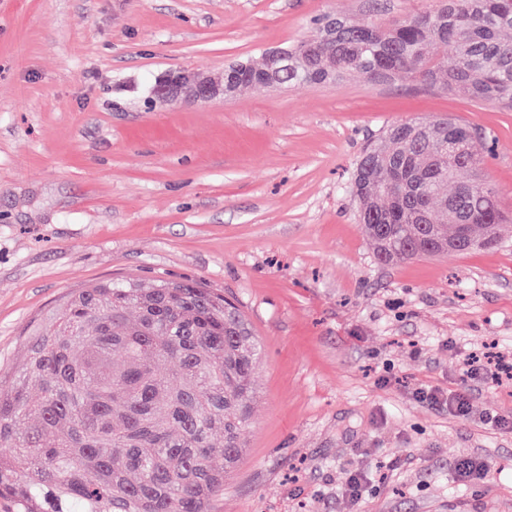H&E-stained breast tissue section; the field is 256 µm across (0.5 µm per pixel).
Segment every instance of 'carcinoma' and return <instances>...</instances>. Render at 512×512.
Wrapping results in <instances>:
<instances>
[{"mask_svg":"<svg viewBox=\"0 0 512 512\" xmlns=\"http://www.w3.org/2000/svg\"><path fill=\"white\" fill-rule=\"evenodd\" d=\"M435 45L447 54L433 55ZM285 50L275 79L290 88L402 77L512 107V0H440L403 19H349L334 42L320 28ZM407 126L434 147L419 146ZM475 138L458 119L400 121L384 145L363 151L358 163L371 161L372 177L355 196L374 215L362 230L379 263L440 255L452 238L460 253L498 243L503 210L473 176ZM450 197L477 214L468 230ZM28 351L22 379L0 383V499L14 512H208L224 494V471L245 447L262 345L222 293L193 281L171 291L100 283L58 310ZM16 457L28 460L25 472Z\"/></svg>","mask_w":512,"mask_h":512,"instance_id":"carcinoma-1","label":"carcinoma"}]
</instances>
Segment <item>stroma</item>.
<instances>
[{
    "label": "stroma",
    "mask_w": 512,
    "mask_h": 512,
    "mask_svg": "<svg viewBox=\"0 0 512 512\" xmlns=\"http://www.w3.org/2000/svg\"><path fill=\"white\" fill-rule=\"evenodd\" d=\"M434 0H0V373L70 293L111 280L219 289L263 347L237 466L210 512H512V383L466 382L471 351L512 363V110L350 76L186 104L168 73H223L312 35ZM477 131L510 218L497 246L378 263L351 176L404 120ZM462 392L467 417L416 389ZM489 474L459 479L464 458ZM367 483L355 503L347 479Z\"/></svg>",
    "instance_id": "1"
}]
</instances>
